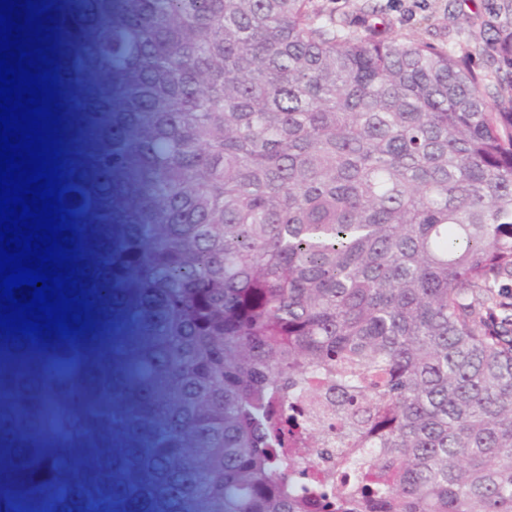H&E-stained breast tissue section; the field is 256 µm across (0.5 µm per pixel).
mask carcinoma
<instances>
[{
	"label": "carcinoma",
	"mask_w": 512,
	"mask_h": 512,
	"mask_svg": "<svg viewBox=\"0 0 512 512\" xmlns=\"http://www.w3.org/2000/svg\"><path fill=\"white\" fill-rule=\"evenodd\" d=\"M46 0L59 102L97 0ZM161 285L180 305L182 512H512V96L424 41L345 32L313 0H127ZM52 19H47V16ZM512 68V30L497 34ZM62 140L63 203L86 181ZM93 331L106 241L75 225ZM72 335L0 334V512H104L98 393ZM332 446L315 469L310 449Z\"/></svg>",
	"instance_id": "carcinoma-1"
}]
</instances>
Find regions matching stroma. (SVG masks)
Listing matches in <instances>:
<instances>
[{"label": "stroma", "mask_w": 512, "mask_h": 512, "mask_svg": "<svg viewBox=\"0 0 512 512\" xmlns=\"http://www.w3.org/2000/svg\"><path fill=\"white\" fill-rule=\"evenodd\" d=\"M315 4L345 30L370 28L403 41H425L464 58L491 87L512 78L494 43L499 27L512 22L506 0H315ZM112 9L120 16L112 27V58L81 70L92 86L84 116L117 115L114 122L99 124L82 141L86 153L109 161L102 203L117 222L104 227L103 233L114 257L128 261L118 320L131 334L125 339L121 386L115 399L120 414L112 424L116 431L129 433L131 452L141 462L131 479L141 512H175L185 480L178 464L181 427L173 404L178 310L158 284L163 258L151 222V167L133 134L139 116L130 106L131 72L121 53L131 28L121 19L123 0H116Z\"/></svg>", "instance_id": "1"}]
</instances>
